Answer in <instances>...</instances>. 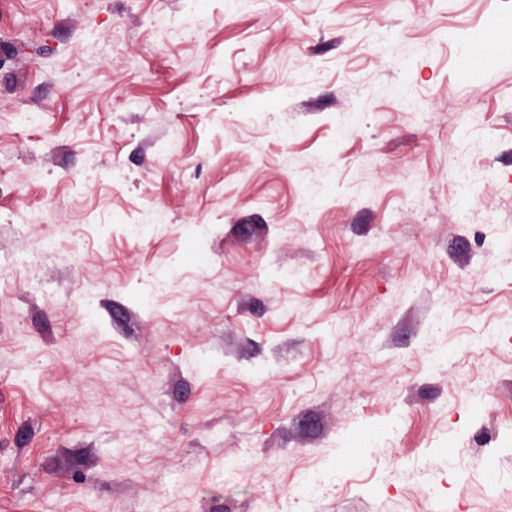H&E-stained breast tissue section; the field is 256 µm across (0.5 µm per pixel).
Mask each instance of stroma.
<instances>
[{
	"instance_id": "stroma-1",
	"label": "stroma",
	"mask_w": 512,
	"mask_h": 512,
	"mask_svg": "<svg viewBox=\"0 0 512 512\" xmlns=\"http://www.w3.org/2000/svg\"><path fill=\"white\" fill-rule=\"evenodd\" d=\"M484 30L512 0H0V512H512Z\"/></svg>"
}]
</instances>
